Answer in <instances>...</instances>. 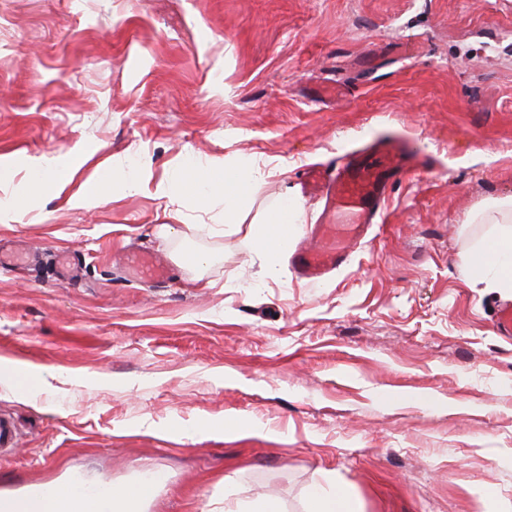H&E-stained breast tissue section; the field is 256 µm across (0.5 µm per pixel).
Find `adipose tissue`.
<instances>
[{"label": "adipose tissue", "mask_w": 512, "mask_h": 512, "mask_svg": "<svg viewBox=\"0 0 512 512\" xmlns=\"http://www.w3.org/2000/svg\"><path fill=\"white\" fill-rule=\"evenodd\" d=\"M270 175V170L256 164L243 168L228 163L218 167L188 163L165 188L170 199L189 202L203 211L211 207L214 199H222L224 222L228 225L242 223L244 215H252L258 225L254 247L262 260L259 278L248 282L252 288L262 287L280 274L279 259L286 245L285 236L278 232L282 213H289L292 223L306 221L297 195L284 192L274 204H258L257 193ZM466 221L488 227L464 256L471 276L500 294L512 293V196L486 201ZM164 484L161 474L152 473L123 491L108 488L97 493L90 485L73 481L66 484L67 496L62 499L54 495L53 484L47 483L22 496L0 497V512H83L90 500L95 501L97 512H141L142 503L153 500Z\"/></svg>", "instance_id": "1"}]
</instances>
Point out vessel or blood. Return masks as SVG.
<instances>
[{
    "instance_id": "obj_1",
    "label": "vessel or blood",
    "mask_w": 512,
    "mask_h": 512,
    "mask_svg": "<svg viewBox=\"0 0 512 512\" xmlns=\"http://www.w3.org/2000/svg\"><path fill=\"white\" fill-rule=\"evenodd\" d=\"M414 165L412 147L389 139L344 153L335 163L304 168V190L323 206L309 242L299 244L289 258L295 277L321 282L346 266L354 248L381 219L389 184ZM130 264L144 280L163 281L171 272L165 262L150 253L132 254ZM492 319L496 335L512 341V305L495 306Z\"/></svg>"
}]
</instances>
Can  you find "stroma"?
I'll list each match as a JSON object with an SVG mask.
<instances>
[{
    "label": "stroma",
    "mask_w": 512,
    "mask_h": 512,
    "mask_svg": "<svg viewBox=\"0 0 512 512\" xmlns=\"http://www.w3.org/2000/svg\"><path fill=\"white\" fill-rule=\"evenodd\" d=\"M336 80L349 100L314 97ZM387 136L425 165L318 285L285 267L245 289L254 225L214 235L213 213L163 193L190 159L265 163L269 201ZM130 157L137 192H93ZM0 166L20 202L0 246L37 258L0 271V372L43 376L25 399L0 390L18 428L0 495L159 471L145 512H224L242 485L305 512L325 480L361 512H512V341L462 260L468 214L512 195V0H0ZM129 245L172 280L128 278ZM197 250L205 268L180 265Z\"/></svg>",
    "instance_id": "obj_1"
}]
</instances>
